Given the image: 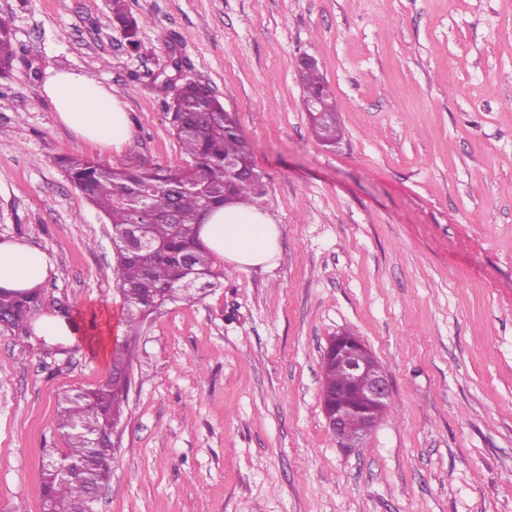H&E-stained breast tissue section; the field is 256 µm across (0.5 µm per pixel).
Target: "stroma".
<instances>
[{"label":"stroma","instance_id":"obj_1","mask_svg":"<svg viewBox=\"0 0 512 512\" xmlns=\"http://www.w3.org/2000/svg\"><path fill=\"white\" fill-rule=\"evenodd\" d=\"M0 0V241L47 252L43 313L97 316L106 348L43 357L0 335V512H43L58 403L104 383L125 309L111 226L58 160L177 166L157 92L171 57L248 142L276 266L216 259L221 287L145 322L97 512H512V0ZM344 130L318 142L298 62ZM81 71L126 105L121 152L78 139L39 93ZM360 336L393 408L355 447L321 406L332 336ZM112 24L119 29L127 42L128 48L138 52L141 47L140 33L146 24L144 17H135L128 11L125 0H109ZM17 51L14 45V32L11 21L0 17V64L5 68L11 66Z\"/></svg>","mask_w":512,"mask_h":512}]
</instances>
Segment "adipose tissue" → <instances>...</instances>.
<instances>
[{
    "label": "adipose tissue",
    "instance_id": "obj_1",
    "mask_svg": "<svg viewBox=\"0 0 512 512\" xmlns=\"http://www.w3.org/2000/svg\"><path fill=\"white\" fill-rule=\"evenodd\" d=\"M40 94L49 99L58 121L82 140L121 151L130 127L124 103L102 81L73 70L49 69ZM199 238L216 255L238 269L274 265L280 231L270 214L233 204L213 211ZM55 268L52 257L17 240L0 242V288L41 287Z\"/></svg>",
    "mask_w": 512,
    "mask_h": 512
}]
</instances>
